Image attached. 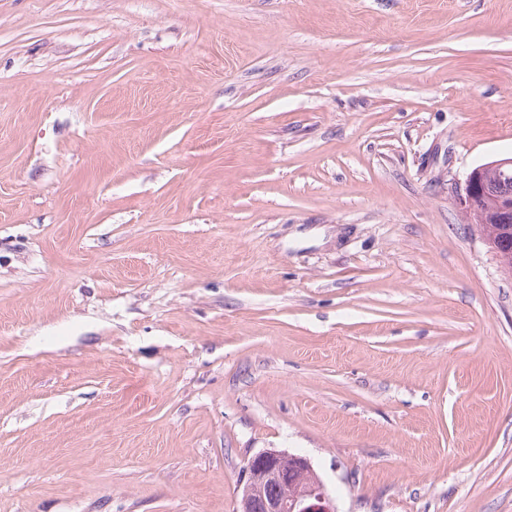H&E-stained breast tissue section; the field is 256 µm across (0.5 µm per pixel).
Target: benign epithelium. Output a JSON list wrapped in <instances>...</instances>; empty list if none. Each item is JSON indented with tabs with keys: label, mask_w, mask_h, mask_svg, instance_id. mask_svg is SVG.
Instances as JSON below:
<instances>
[{
	"label": "benign epithelium",
	"mask_w": 512,
	"mask_h": 512,
	"mask_svg": "<svg viewBox=\"0 0 512 512\" xmlns=\"http://www.w3.org/2000/svg\"><path fill=\"white\" fill-rule=\"evenodd\" d=\"M512 168V157L501 158L473 168L465 179L460 204L472 215L484 203L494 202L493 221L505 229V237L495 245L497 258L512 244V194L503 185L485 178L486 170ZM240 482L237 512H337L335 501L324 482L304 456L267 449L247 459ZM279 484L286 493L267 496L265 485Z\"/></svg>",
	"instance_id": "benign-epithelium-1"
}]
</instances>
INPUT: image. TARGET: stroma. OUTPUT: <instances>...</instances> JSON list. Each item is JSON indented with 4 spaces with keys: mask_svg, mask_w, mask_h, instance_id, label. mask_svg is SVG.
Instances as JSON below:
<instances>
[{
    "mask_svg": "<svg viewBox=\"0 0 512 512\" xmlns=\"http://www.w3.org/2000/svg\"><path fill=\"white\" fill-rule=\"evenodd\" d=\"M512 0H0V512H512ZM509 167L512 168V157L497 159L473 168L465 179L464 194L460 201L463 210L469 216L485 202H494L495 208L491 211L494 213L493 221L501 224L505 229V237L498 244H493L487 239L485 241L495 246L496 256L501 266H504L502 263L504 258H502L501 252L504 250L510 252V247H507L509 243H511L512 248V194L505 191L503 184L492 181L499 180V174L496 171ZM487 169L495 170L491 175H488L491 182L485 178ZM237 512H337L324 482L304 456L267 449L247 459ZM279 484L283 488L265 485ZM277 496V497H276Z\"/></svg>",
    "mask_w": 512,
    "mask_h": 512,
    "instance_id": "35a3bbf8",
    "label": "stroma"
}]
</instances>
